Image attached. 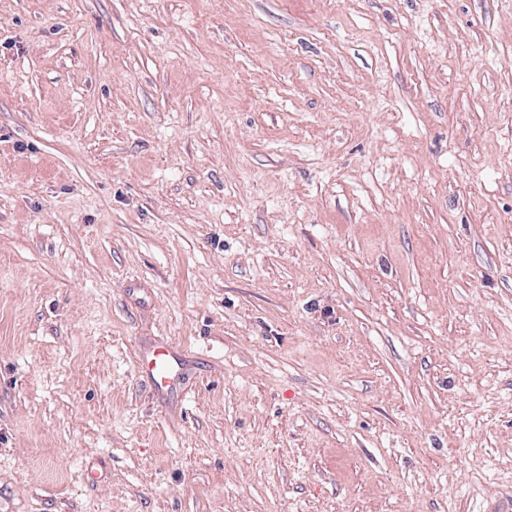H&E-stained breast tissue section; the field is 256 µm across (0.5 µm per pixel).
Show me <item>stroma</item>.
I'll return each instance as SVG.
<instances>
[{
  "mask_svg": "<svg viewBox=\"0 0 512 512\" xmlns=\"http://www.w3.org/2000/svg\"><path fill=\"white\" fill-rule=\"evenodd\" d=\"M0 512H512V0H0ZM141 372L158 391H170L184 386L188 377L176 364L175 356L166 346H155L140 360Z\"/></svg>",
  "mask_w": 512,
  "mask_h": 512,
  "instance_id": "35a3bbf8",
  "label": "stroma"
}]
</instances>
